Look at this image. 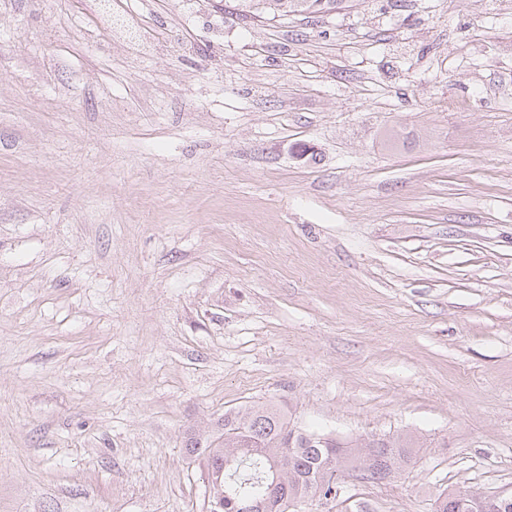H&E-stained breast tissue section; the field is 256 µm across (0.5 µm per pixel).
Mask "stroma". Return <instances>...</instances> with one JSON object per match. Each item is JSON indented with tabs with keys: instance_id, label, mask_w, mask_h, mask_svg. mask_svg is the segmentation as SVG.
<instances>
[{
	"instance_id": "stroma-1",
	"label": "stroma",
	"mask_w": 512,
	"mask_h": 512,
	"mask_svg": "<svg viewBox=\"0 0 512 512\" xmlns=\"http://www.w3.org/2000/svg\"><path fill=\"white\" fill-rule=\"evenodd\" d=\"M0 0V512H204L273 400L411 433L303 512L512 493V0ZM344 0H240L235 5L244 16L267 21L288 15H321L341 9ZM414 443L408 435H392L381 440L374 447L372 465L386 472L400 471L409 464Z\"/></svg>"
}]
</instances>
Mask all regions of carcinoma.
I'll return each mask as SVG.
<instances>
[{"label": "carcinoma", "instance_id": "obj_1", "mask_svg": "<svg viewBox=\"0 0 512 512\" xmlns=\"http://www.w3.org/2000/svg\"><path fill=\"white\" fill-rule=\"evenodd\" d=\"M344 0H238L237 9L246 16L274 21L288 15H321L333 12ZM288 418L273 403H254L224 412V428L215 436L200 443H187V453L223 472V491L231 499L250 497L261 499L273 478L271 460L288 458V475L274 489L275 497L285 501L295 498L332 494L336 485L324 483L325 472L340 463L349 467L355 459V441L337 440L330 447L319 443V434L296 436L293 446L286 445ZM414 440L408 435H392L380 441L373 454L372 465L392 472L400 471L411 460ZM242 464L238 475L224 468L226 458ZM436 512H468L456 493L436 499Z\"/></svg>", "mask_w": 512, "mask_h": 512}]
</instances>
